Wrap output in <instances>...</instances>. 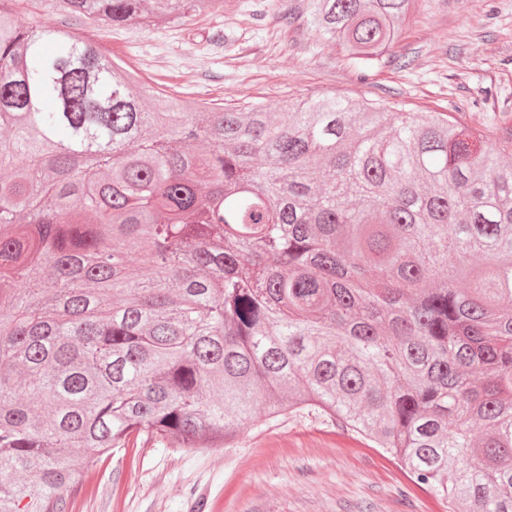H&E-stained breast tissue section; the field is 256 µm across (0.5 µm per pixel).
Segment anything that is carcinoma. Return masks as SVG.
I'll return each mask as SVG.
<instances>
[{
  "mask_svg": "<svg viewBox=\"0 0 512 512\" xmlns=\"http://www.w3.org/2000/svg\"><path fill=\"white\" fill-rule=\"evenodd\" d=\"M418 0H306L373 68ZM0 0V512H65L140 437L317 415L449 512H512V137L338 95L164 93L71 26L224 0ZM150 104H144V98ZM29 14L18 17L20 24L25 25L31 16H36L45 25H57L62 22V16L56 8L50 7L45 0H31L26 5Z\"/></svg>",
  "mask_w": 512,
  "mask_h": 512,
  "instance_id": "obj_1",
  "label": "carcinoma"
}]
</instances>
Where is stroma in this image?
<instances>
[{
	"label": "stroma",
	"mask_w": 512,
	"mask_h": 512,
	"mask_svg": "<svg viewBox=\"0 0 512 512\" xmlns=\"http://www.w3.org/2000/svg\"><path fill=\"white\" fill-rule=\"evenodd\" d=\"M303 0H224L220 12L142 28L89 22L142 88L188 106L288 102L337 94L447 112L465 126L512 137V0H424L384 64L360 73L310 32ZM168 66H152L156 56ZM66 512H448L410 489L380 449L315 416L244 433L235 447L177 452L152 443L116 452L77 476Z\"/></svg>",
	"instance_id": "obj_1"
}]
</instances>
